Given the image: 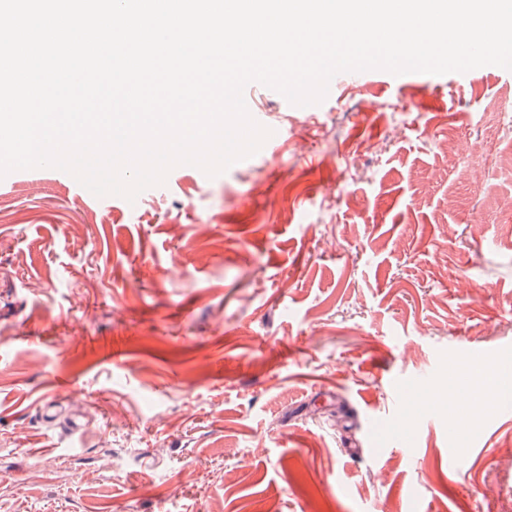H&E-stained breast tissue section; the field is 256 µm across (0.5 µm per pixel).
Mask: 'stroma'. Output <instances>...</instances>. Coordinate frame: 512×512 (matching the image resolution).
Returning a JSON list of instances; mask_svg holds the SVG:
<instances>
[{"label": "stroma", "instance_id": "obj_1", "mask_svg": "<svg viewBox=\"0 0 512 512\" xmlns=\"http://www.w3.org/2000/svg\"><path fill=\"white\" fill-rule=\"evenodd\" d=\"M244 96L216 177L0 179V512H512V413L456 402L512 362V73Z\"/></svg>", "mask_w": 512, "mask_h": 512}]
</instances>
